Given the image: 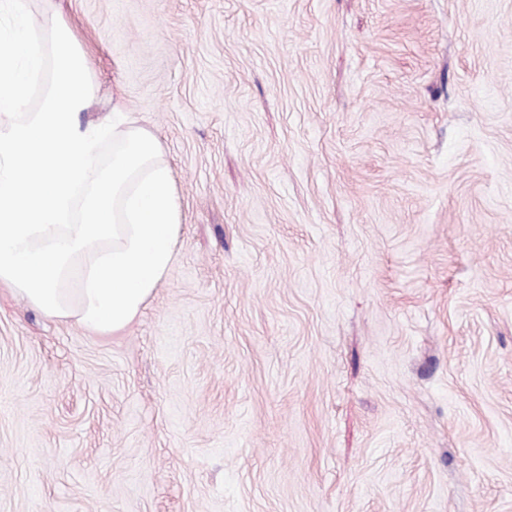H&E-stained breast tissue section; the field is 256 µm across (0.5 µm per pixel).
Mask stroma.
I'll return each mask as SVG.
<instances>
[{
  "label": "stroma",
  "mask_w": 512,
  "mask_h": 512,
  "mask_svg": "<svg viewBox=\"0 0 512 512\" xmlns=\"http://www.w3.org/2000/svg\"><path fill=\"white\" fill-rule=\"evenodd\" d=\"M31 10L181 217L122 332L0 287V512H512V0Z\"/></svg>",
  "instance_id": "1"
}]
</instances>
